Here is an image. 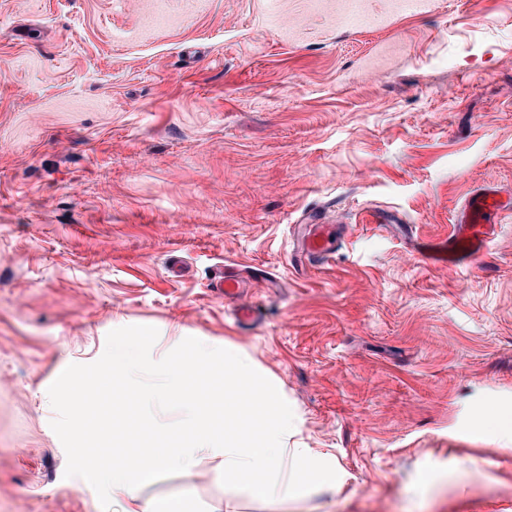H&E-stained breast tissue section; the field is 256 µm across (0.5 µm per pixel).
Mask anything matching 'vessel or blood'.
<instances>
[{"instance_id": "1", "label": "vessel or blood", "mask_w": 512, "mask_h": 512, "mask_svg": "<svg viewBox=\"0 0 512 512\" xmlns=\"http://www.w3.org/2000/svg\"><path fill=\"white\" fill-rule=\"evenodd\" d=\"M512 217V196L496 186L475 190L456 212L448 237L422 243V253L434 265L453 268L466 264L483 252L495 238L500 223ZM310 257L335 253L336 233L332 225L312 221L302 244Z\"/></svg>"}]
</instances>
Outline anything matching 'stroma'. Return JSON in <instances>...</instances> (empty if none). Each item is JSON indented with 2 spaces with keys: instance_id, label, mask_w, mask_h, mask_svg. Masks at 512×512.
I'll list each match as a JSON object with an SVG mask.
<instances>
[{
  "instance_id": "obj_1",
  "label": "stroma",
  "mask_w": 512,
  "mask_h": 512,
  "mask_svg": "<svg viewBox=\"0 0 512 512\" xmlns=\"http://www.w3.org/2000/svg\"><path fill=\"white\" fill-rule=\"evenodd\" d=\"M485 184L512 192V0H0V512H103L48 388L133 325L242 357L292 409L284 467L337 473L237 512H512L474 413L512 419V218L463 267L417 248ZM315 213L342 246L299 271ZM219 464L141 495L225 512Z\"/></svg>"
}]
</instances>
